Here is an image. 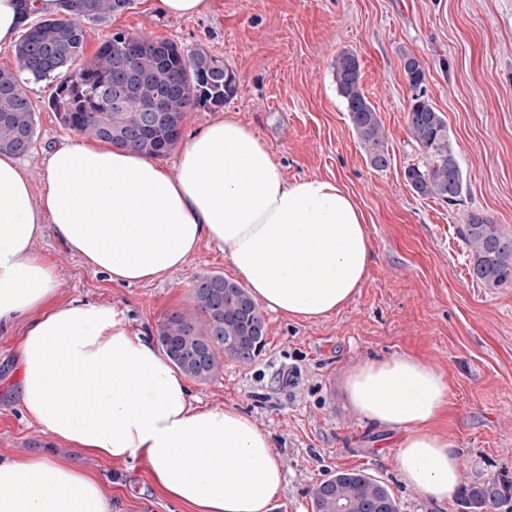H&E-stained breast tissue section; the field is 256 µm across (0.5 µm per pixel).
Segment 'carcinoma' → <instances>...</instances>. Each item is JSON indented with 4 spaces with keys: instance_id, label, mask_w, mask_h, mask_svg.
Masks as SVG:
<instances>
[{
    "instance_id": "1",
    "label": "carcinoma",
    "mask_w": 512,
    "mask_h": 512,
    "mask_svg": "<svg viewBox=\"0 0 512 512\" xmlns=\"http://www.w3.org/2000/svg\"><path fill=\"white\" fill-rule=\"evenodd\" d=\"M132 0H60V9L30 24L14 45L16 69H0V152L25 154L36 134V113L27 83H49V108L60 123L92 140L130 147L156 158L178 144L187 112L221 107L237 94V78L224 61L204 52L186 53L169 40L124 36L105 40L94 59L84 62L86 23H100L130 8ZM337 91L365 154L376 169L388 166L385 131L360 85L358 59L336 56ZM403 73L417 89L424 71L416 56L403 55ZM133 75L136 85L119 109L112 86ZM165 92L163 118L149 126L156 95ZM411 135L426 165L411 166L406 179L421 196L453 204L463 191V172L448 135V124L424 94L414 96ZM461 237L472 252L473 275L490 287L512 284V236L478 212L467 215ZM249 291L222 274L195 280L192 311L176 312L158 326V341L175 367L190 379L207 382L220 370L219 355L249 364L266 342L262 311L249 316ZM462 512L509 507L512 480L493 477L461 488ZM313 512H401L388 485L364 470H339L313 492Z\"/></svg>"
}]
</instances>
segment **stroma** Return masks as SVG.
Listing matches in <instances>:
<instances>
[{
  "label": "stroma",
  "mask_w": 512,
  "mask_h": 512,
  "mask_svg": "<svg viewBox=\"0 0 512 512\" xmlns=\"http://www.w3.org/2000/svg\"><path fill=\"white\" fill-rule=\"evenodd\" d=\"M85 60L122 31L203 50L233 70L238 93L222 109L189 112L192 133L232 112L269 146L285 178H333L361 207L371 241L368 273L354 298L318 320L266 313V346L252 363L221 357L193 396L234 406L269 433L285 484L271 512H312L316 486L345 469L385 482L401 512H458L405 485L396 464L401 433L350 407L343 380L354 368L412 353L442 370L448 412L436 430L456 444L463 483L512 477V285L491 288L472 273L460 235L479 211L512 235V0H208L205 12L167 17L133 0L127 11L87 25ZM349 52L386 132L390 164L373 169L337 92L333 61ZM425 79L412 89L403 53ZM444 115L467 184L455 204L414 192L408 167L425 165L408 125L416 91ZM46 83H29L37 132L20 162L42 190L46 151L70 137L47 107ZM37 248L57 267L55 304H115L133 331L191 307L197 276L234 279L227 249L202 243L185 268L132 286L109 283L46 232ZM18 321L0 333V459L31 453L65 457L112 491V512H183L153 492L147 465L76 454L24 417L18 398Z\"/></svg>",
  "instance_id": "stroma-1"
}]
</instances>
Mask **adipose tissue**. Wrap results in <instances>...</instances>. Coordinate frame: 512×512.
<instances>
[{
  "label": "adipose tissue",
  "instance_id": "ef3b65f1",
  "mask_svg": "<svg viewBox=\"0 0 512 512\" xmlns=\"http://www.w3.org/2000/svg\"><path fill=\"white\" fill-rule=\"evenodd\" d=\"M57 4L0 0V46L14 41L24 13ZM176 166L172 175L134 149L67 139L48 151L36 195L15 156L0 154V332L28 318L21 410L56 440L113 462L144 460L150 485L190 512H269L285 481L269 434L236 407L201 404L120 307L50 305L59 274L36 245L53 230L83 265L130 286L183 269L207 242L228 249L263 308L317 320L343 308L366 276L365 216L336 180L285 179L265 141L231 113L186 140ZM344 390L364 418L402 433V481L429 500L452 498L456 445L431 429L448 404L444 372L396 355L350 371ZM111 506L100 481L67 460H0V512Z\"/></svg>",
  "mask_w": 512,
  "mask_h": 512
}]
</instances>
